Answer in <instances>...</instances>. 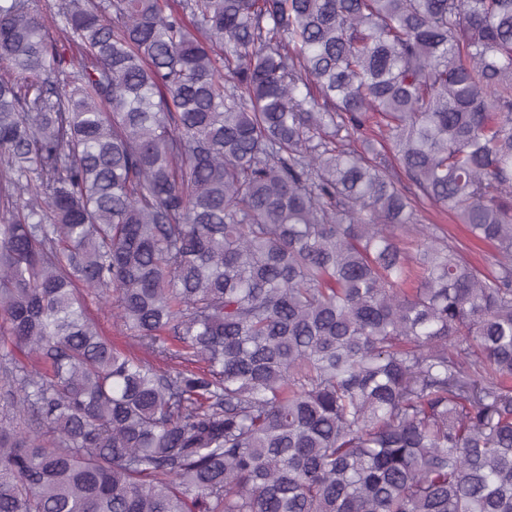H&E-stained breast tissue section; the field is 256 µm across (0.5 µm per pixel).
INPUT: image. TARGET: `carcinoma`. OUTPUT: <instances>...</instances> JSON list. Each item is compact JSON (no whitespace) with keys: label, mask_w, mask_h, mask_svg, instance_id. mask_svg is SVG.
<instances>
[{"label":"carcinoma","mask_w":512,"mask_h":512,"mask_svg":"<svg viewBox=\"0 0 512 512\" xmlns=\"http://www.w3.org/2000/svg\"><path fill=\"white\" fill-rule=\"evenodd\" d=\"M54 27L0 0V512H512V0ZM424 224H441L447 228L449 235L465 246L467 257L474 263L484 265L488 263L492 256V249L483 244H474L469 240L468 234L463 224L456 223L455 219L448 214H443L425 205L423 212ZM86 300L90 312L98 320L99 326L109 337H112V339L113 337H118L119 342H132L129 337L125 338L124 336L119 335L121 328L116 319L112 317V310L110 308L99 302L98 298H96L94 294H89Z\"/></svg>","instance_id":"1"}]
</instances>
